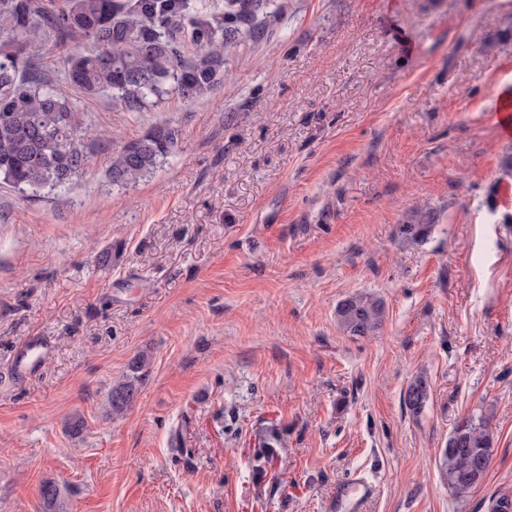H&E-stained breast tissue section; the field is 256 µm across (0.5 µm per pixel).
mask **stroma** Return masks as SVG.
<instances>
[{"label":"stroma","mask_w":512,"mask_h":512,"mask_svg":"<svg viewBox=\"0 0 512 512\" xmlns=\"http://www.w3.org/2000/svg\"><path fill=\"white\" fill-rule=\"evenodd\" d=\"M507 87L512 0H273L201 98L73 94L88 162L69 190L0 183V512H42L48 480L63 512H353L336 490L356 477L362 512L512 494ZM157 126L177 154L113 185L112 153ZM356 293L384 304L374 335L337 320ZM34 336L41 366L11 374ZM481 415L492 461L460 495L442 452ZM144 366L145 362L138 359L131 366V374L112 386L108 402L113 413L124 412L134 402L138 392L137 383L141 379L139 372ZM430 395V386L424 378H417L403 393V403L407 409L418 413L425 406Z\"/></svg>","instance_id":"35a3bbf8"}]
</instances>
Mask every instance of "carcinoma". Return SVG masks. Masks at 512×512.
I'll use <instances>...</instances> for the list:
<instances>
[{
  "mask_svg": "<svg viewBox=\"0 0 512 512\" xmlns=\"http://www.w3.org/2000/svg\"><path fill=\"white\" fill-rule=\"evenodd\" d=\"M270 0H0V181L19 190L64 191L87 164L86 125L68 89L87 97L109 95L127 112L175 94L191 101L224 82V61L241 35L262 29ZM87 42L79 54L63 56L60 79L36 72V48ZM178 134L168 127L126 142L113 153L112 184L127 186L152 174L177 153ZM431 218L399 225L408 239L424 237ZM353 336H370L383 319L380 300L356 294L336 309ZM145 362L112 386L108 402L124 412L136 398ZM430 395L419 377L403 393L417 413ZM493 455L488 419L470 417L456 425L443 452L448 485L462 494L486 477ZM40 497L46 512L60 506L59 486L46 481Z\"/></svg>",
  "mask_w": 512,
  "mask_h": 512,
  "instance_id": "obj_1",
  "label": "carcinoma"
}]
</instances>
